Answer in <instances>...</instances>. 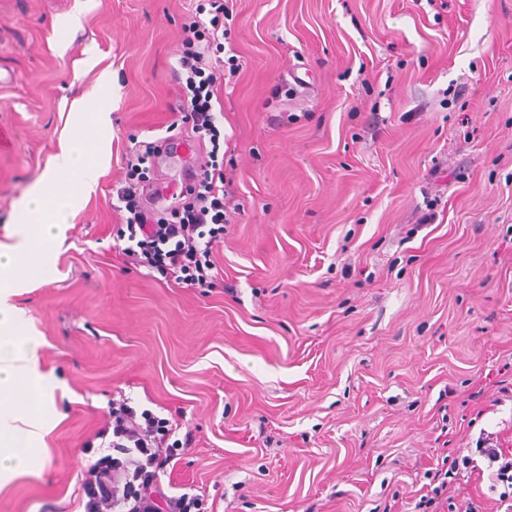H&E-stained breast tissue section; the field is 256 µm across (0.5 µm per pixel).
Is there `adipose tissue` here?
Returning a JSON list of instances; mask_svg holds the SVG:
<instances>
[{"label": "adipose tissue", "mask_w": 512, "mask_h": 512, "mask_svg": "<svg viewBox=\"0 0 512 512\" xmlns=\"http://www.w3.org/2000/svg\"><path fill=\"white\" fill-rule=\"evenodd\" d=\"M80 151V143H73L40 173L20 216V241L0 246V475L39 470L46 463L31 447L49 421V385L38 369L41 343L21 335V317L10 298L37 281L43 255L57 245L60 226L70 221L58 190L61 175L73 171Z\"/></svg>", "instance_id": "1"}]
</instances>
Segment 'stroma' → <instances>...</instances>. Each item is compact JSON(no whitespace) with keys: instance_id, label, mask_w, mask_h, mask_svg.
Masks as SVG:
<instances>
[{"instance_id":"35a3bbf8","label":"stroma","mask_w":512,"mask_h":512,"mask_svg":"<svg viewBox=\"0 0 512 512\" xmlns=\"http://www.w3.org/2000/svg\"><path fill=\"white\" fill-rule=\"evenodd\" d=\"M196 5L0 0V244L71 137L92 158L13 298L61 419L0 512H82V448L122 395L177 423L162 485L212 512H412L441 454L512 449V0H233L204 291L124 256L115 208L135 144L187 137Z\"/></svg>"}]
</instances>
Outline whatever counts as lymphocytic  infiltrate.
<instances>
[{"label":"lymphocytic infiltrate","mask_w":512,"mask_h":512,"mask_svg":"<svg viewBox=\"0 0 512 512\" xmlns=\"http://www.w3.org/2000/svg\"><path fill=\"white\" fill-rule=\"evenodd\" d=\"M230 11L225 0H204L184 25L183 50L178 59L184 75L183 96L178 106L183 120L199 141L210 144L207 158L185 200L162 217L146 208L147 184L144 171L160 149L147 142L127 161V183L117 191V200L127 213L128 235L123 252L141 266L172 276L184 288L213 285V250L224 237L230 215L226 209L224 133L217 124L214 98L226 73H237V55H227L223 66L209 64L211 54L225 53L228 31L224 20ZM112 428L100 430L99 439L107 452L88 463L81 481L85 512H202L195 495L166 494L160 475L177 457L179 441L168 419L151 410H137L128 400L112 403ZM486 467L491 491L505 512H512V452L482 437L474 453L444 456L440 465L423 473L425 494L413 512H482L471 501L455 502L449 490L462 475Z\"/></svg>","instance_id":"obj_1"}]
</instances>
